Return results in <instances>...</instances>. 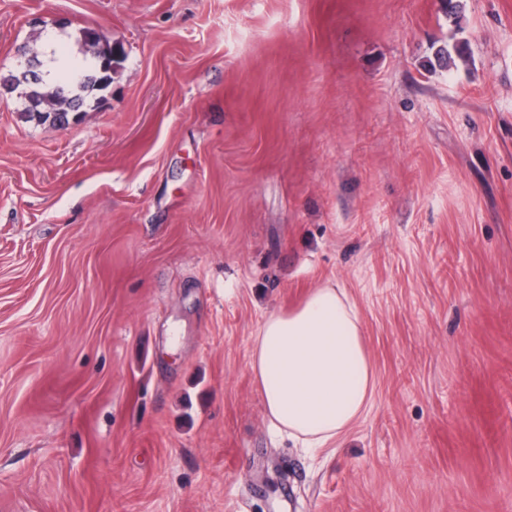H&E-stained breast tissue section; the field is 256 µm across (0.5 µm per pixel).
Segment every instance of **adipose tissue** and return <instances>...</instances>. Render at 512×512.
<instances>
[{"instance_id":"adipose-tissue-1","label":"adipose tissue","mask_w":512,"mask_h":512,"mask_svg":"<svg viewBox=\"0 0 512 512\" xmlns=\"http://www.w3.org/2000/svg\"><path fill=\"white\" fill-rule=\"evenodd\" d=\"M250 369L272 425L313 451L333 444L371 404L374 375L359 314L331 284L265 319Z\"/></svg>"}]
</instances>
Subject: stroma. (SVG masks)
<instances>
[{
  "mask_svg": "<svg viewBox=\"0 0 512 512\" xmlns=\"http://www.w3.org/2000/svg\"><path fill=\"white\" fill-rule=\"evenodd\" d=\"M459 4L0 0L1 75L125 51L68 126L0 88V512H512V0ZM328 282L375 390L313 454L249 358Z\"/></svg>",
  "mask_w": 512,
  "mask_h": 512,
  "instance_id": "35a3bbf8",
  "label": "stroma"
}]
</instances>
